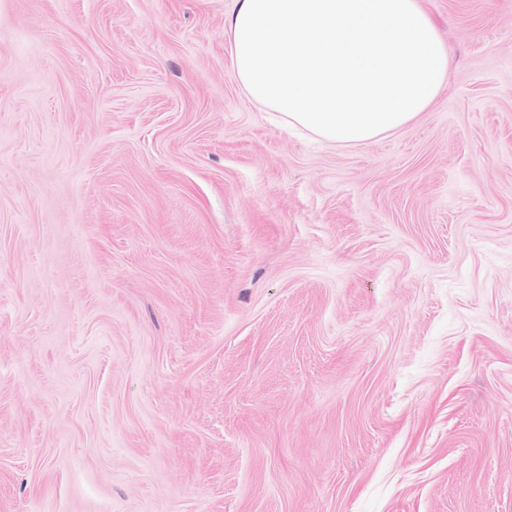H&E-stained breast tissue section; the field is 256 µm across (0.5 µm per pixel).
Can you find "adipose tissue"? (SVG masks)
<instances>
[{"label":"adipose tissue","instance_id":"ef3b65f1","mask_svg":"<svg viewBox=\"0 0 512 512\" xmlns=\"http://www.w3.org/2000/svg\"><path fill=\"white\" fill-rule=\"evenodd\" d=\"M233 77L286 128L344 146L397 131L448 87L420 0H233Z\"/></svg>","mask_w":512,"mask_h":512}]
</instances>
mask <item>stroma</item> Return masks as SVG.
Masks as SVG:
<instances>
[{"label":"stroma","mask_w":512,"mask_h":512,"mask_svg":"<svg viewBox=\"0 0 512 512\" xmlns=\"http://www.w3.org/2000/svg\"><path fill=\"white\" fill-rule=\"evenodd\" d=\"M319 142L232 0H0V512H512V0Z\"/></svg>","instance_id":"1"}]
</instances>
